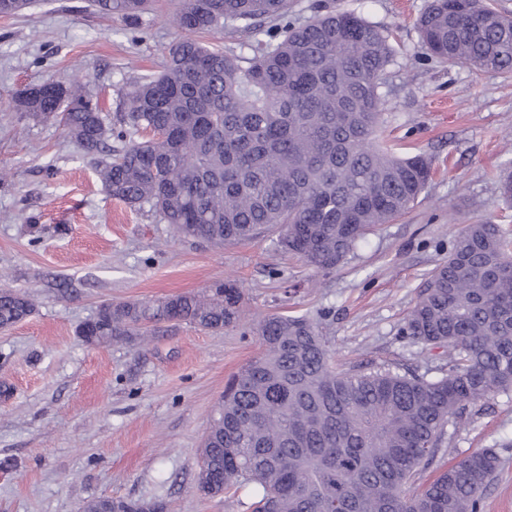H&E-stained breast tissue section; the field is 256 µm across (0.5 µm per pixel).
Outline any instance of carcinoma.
<instances>
[{"mask_svg":"<svg viewBox=\"0 0 512 512\" xmlns=\"http://www.w3.org/2000/svg\"><path fill=\"white\" fill-rule=\"evenodd\" d=\"M106 15L138 17L148 0H93ZM275 21L245 57L210 47L228 23ZM180 33L166 68L132 83L125 127L106 125L84 84L46 81L15 102L55 117L88 153L107 151L104 191L149 206L179 235L241 243L278 231V247L317 271L343 261L380 224L413 207L432 164L379 142L388 34L355 11L304 24L291 0H181ZM417 29L430 57L512 75V12L485 0H432ZM119 146L111 148L108 140ZM242 295L205 294L107 303L88 335L131 340L150 321L211 332L240 319ZM30 299L0 293V329L32 314ZM262 351L235 373L201 449L198 487L218 496L248 485L251 512H478L500 456L484 448L410 493L419 468L445 451L448 427L471 406L512 393V231L467 224L423 282L400 336L446 344L448 363L428 379L395 366L369 372L332 361L318 324L270 314L256 328ZM160 512L107 497L81 512Z\"/></svg>","mask_w":512,"mask_h":512,"instance_id":"cac0c4a2","label":"carcinoma"}]
</instances>
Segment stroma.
I'll list each match as a JSON object with an SVG mask.
<instances>
[{"mask_svg": "<svg viewBox=\"0 0 512 512\" xmlns=\"http://www.w3.org/2000/svg\"><path fill=\"white\" fill-rule=\"evenodd\" d=\"M178 2L152 0L132 22L98 14L89 0H43L0 16V167L10 172L0 182V291L35 304L0 330V512H80L98 497L154 501L163 512H246L252 488L210 496L197 473L226 382L261 350L255 324L305 315L338 367L398 364L437 377L447 348L400 334L418 288L463 224L512 225L498 191L512 172V77L428 57L417 20L430 0H292L299 21L326 5L388 33L380 137L433 168L419 203L336 269L315 271L271 236L221 247L186 239L149 208L109 197L62 126L15 111L12 98L48 79H78L106 123L119 125L125 89L165 66ZM225 280L241 289L243 315L223 331L158 321L146 340L100 345L78 334L104 303ZM491 447L501 463L482 512H512V394L472 406L416 482Z\"/></svg>", "mask_w": 512, "mask_h": 512, "instance_id": "1", "label": "stroma"}]
</instances>
